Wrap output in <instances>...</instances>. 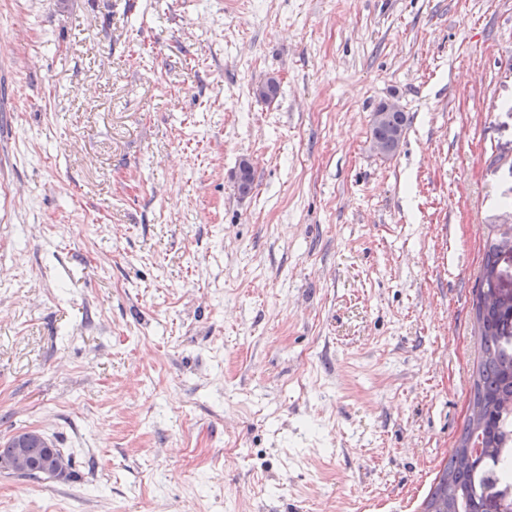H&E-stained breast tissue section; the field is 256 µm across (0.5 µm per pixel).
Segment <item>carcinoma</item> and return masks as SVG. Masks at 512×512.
<instances>
[{
	"label": "carcinoma",
	"mask_w": 512,
	"mask_h": 512,
	"mask_svg": "<svg viewBox=\"0 0 512 512\" xmlns=\"http://www.w3.org/2000/svg\"><path fill=\"white\" fill-rule=\"evenodd\" d=\"M280 84L268 78L255 89L257 98L274 101ZM409 117L401 110L388 112L382 123L371 122V142H388L404 135ZM240 195L252 190L253 166L240 159L234 173ZM508 241H486L483 269L473 309L479 339L477 361L469 402L470 413L456 448L444 465L448 494L446 512H486L490 491L499 480L512 477V325L499 311L494 299L501 273L499 263ZM475 455L470 464L461 462L466 453Z\"/></svg>",
	"instance_id": "obj_1"
}]
</instances>
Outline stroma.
<instances>
[{"label":"stroma","mask_w":512,"mask_h":512,"mask_svg":"<svg viewBox=\"0 0 512 512\" xmlns=\"http://www.w3.org/2000/svg\"><path fill=\"white\" fill-rule=\"evenodd\" d=\"M1 41L0 441L69 468L0 512H422L512 224V0H0ZM399 108H400V106L395 102H390L385 111H383L385 109L384 102L380 103L379 106L376 108L375 112H380L377 115L378 120L384 121L386 118V115H387V120H386V122L376 123L374 121V119L372 118V121L370 124V136H371L372 145L376 141L384 142V143L389 142L390 140H392V138L395 134L404 136L407 126H408L409 117L406 114V112H403L402 110H396ZM389 110H393V111L388 112ZM401 143H402V139L399 141L398 136H395V139L392 142V144L390 145V147L385 148L378 143H374L373 147L377 153L385 154L382 157H389V156H392L391 154H395L398 151ZM387 153H391V154H387Z\"/></svg>","instance_id":"obj_1"}]
</instances>
